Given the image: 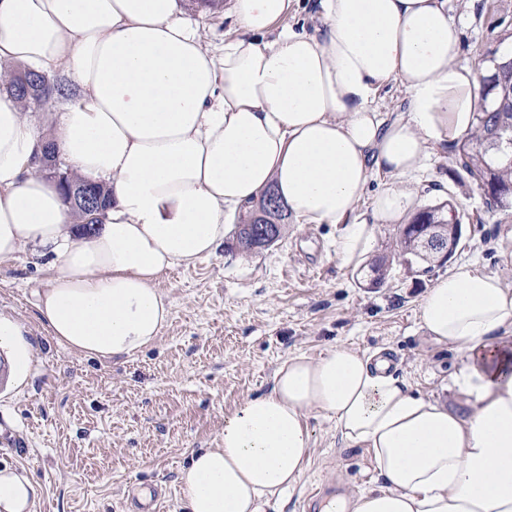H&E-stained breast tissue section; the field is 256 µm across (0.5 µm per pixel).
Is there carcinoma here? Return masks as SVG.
<instances>
[{
    "instance_id": "1",
    "label": "carcinoma",
    "mask_w": 512,
    "mask_h": 512,
    "mask_svg": "<svg viewBox=\"0 0 512 512\" xmlns=\"http://www.w3.org/2000/svg\"><path fill=\"white\" fill-rule=\"evenodd\" d=\"M0 87L22 108L34 106V102L55 90L62 91V87L51 83L45 74L33 70L1 72ZM455 163L480 190L486 185L512 189V94L501 103L499 110L476 112L473 128L456 145ZM425 215L427 223L434 225L444 241L441 248L425 246L414 230L398 229L402 262L408 264L409 271L418 274L431 272L434 263L446 261L448 251H456L459 245L455 226L448 222L444 206L431 207Z\"/></svg>"
}]
</instances>
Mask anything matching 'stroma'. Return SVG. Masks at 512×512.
Here are the masks:
<instances>
[{
    "mask_svg": "<svg viewBox=\"0 0 512 512\" xmlns=\"http://www.w3.org/2000/svg\"><path fill=\"white\" fill-rule=\"evenodd\" d=\"M178 6L205 45L221 43L234 27L222 0L207 11L197 0ZM448 8L461 20L459 64L476 67L481 55L512 40V0H448ZM409 186L423 206L450 202L465 220L456 254L431 275L399 263L394 224L374 234L370 258L391 264L377 288L337 258L339 225L286 223L279 241L253 251L231 234L213 256L163 276L170 321L131 357H88L48 334L34 293L52 275L51 255L27 244L0 260V316L18 323L31 346L24 372L0 371V468L35 483L32 512H124L133 484L165 491L167 512H187L178 478L193 452L215 447L225 417L268 393L288 357L315 358L339 344L388 350L413 393L468 414L452 385L461 359L428 338L419 306L436 276L465 263L512 287V212H487L451 151L433 153ZM308 423L309 465L265 512H304L316 487L359 493L383 484L368 453L345 447L333 422L313 411Z\"/></svg>",
    "mask_w": 512,
    "mask_h": 512,
    "instance_id": "obj_1",
    "label": "stroma"
}]
</instances>
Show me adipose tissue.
<instances>
[{"mask_svg":"<svg viewBox=\"0 0 512 512\" xmlns=\"http://www.w3.org/2000/svg\"><path fill=\"white\" fill-rule=\"evenodd\" d=\"M294 2L230 0L235 31L210 48L177 0H0V64L69 77L50 137L112 195L101 231L75 240L63 197L33 170L38 130L0 92V260L26 243L53 255L35 305L59 345L101 358L153 345L170 316L159 278L214 254L268 190L292 223L340 225L345 265L364 261L378 225L415 212L400 178L466 135L479 106L448 0H310L311 32L285 25ZM393 82L407 104L392 118L375 101ZM378 173L393 182L357 219ZM420 320L461 357L469 415L411 393L380 349L289 357L181 471L189 512H264L292 489L313 410L384 480L321 512H512V288L458 267L429 288ZM35 496L27 476L0 470V512H31Z\"/></svg>","mask_w":512,"mask_h":512,"instance_id":"obj_1","label":"adipose tissue"}]
</instances>
